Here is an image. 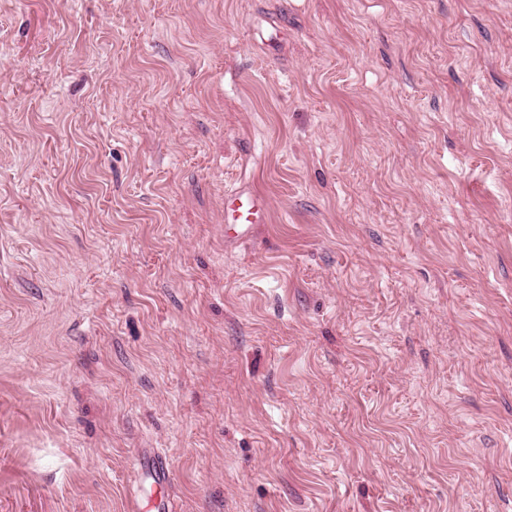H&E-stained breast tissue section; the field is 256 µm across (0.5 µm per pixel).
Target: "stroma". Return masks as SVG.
<instances>
[{
    "instance_id": "obj_1",
    "label": "stroma",
    "mask_w": 512,
    "mask_h": 512,
    "mask_svg": "<svg viewBox=\"0 0 512 512\" xmlns=\"http://www.w3.org/2000/svg\"><path fill=\"white\" fill-rule=\"evenodd\" d=\"M155 450L173 512H512V0H0V512ZM267 204L256 191L239 190L224 196V223L233 224V233L224 230V246L231 247L251 237L257 224H264Z\"/></svg>"
}]
</instances>
